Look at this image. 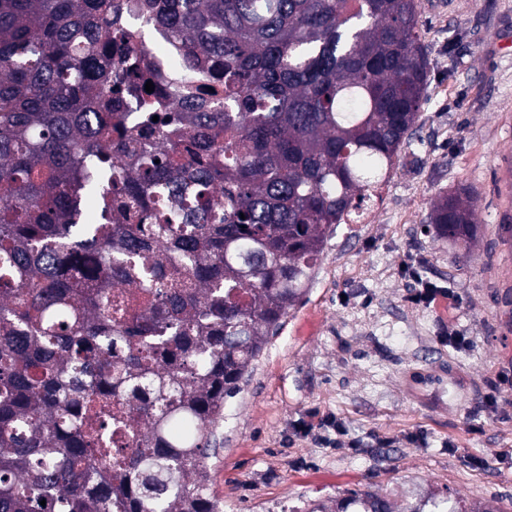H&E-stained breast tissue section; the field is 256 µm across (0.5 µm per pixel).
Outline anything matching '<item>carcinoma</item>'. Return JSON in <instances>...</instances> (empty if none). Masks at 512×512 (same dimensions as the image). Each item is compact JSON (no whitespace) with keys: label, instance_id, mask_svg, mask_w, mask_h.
<instances>
[{"label":"carcinoma","instance_id":"1","mask_svg":"<svg viewBox=\"0 0 512 512\" xmlns=\"http://www.w3.org/2000/svg\"><path fill=\"white\" fill-rule=\"evenodd\" d=\"M136 7L182 43L178 84L145 91L125 0H0V512H222L224 400L426 101L420 0ZM472 202L439 196L434 236L474 241ZM393 509L353 491L288 512Z\"/></svg>","mask_w":512,"mask_h":512}]
</instances>
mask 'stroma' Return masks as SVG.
<instances>
[{
	"label": "stroma",
	"instance_id": "35a3bbf8",
	"mask_svg": "<svg viewBox=\"0 0 512 512\" xmlns=\"http://www.w3.org/2000/svg\"><path fill=\"white\" fill-rule=\"evenodd\" d=\"M420 20L431 72L400 165L224 402L206 459L224 512L351 489L512 512V389L490 388L512 370V0H422ZM461 186L479 226L467 245L426 230L431 201ZM426 282L456 308L410 302ZM325 420L340 447L319 440Z\"/></svg>",
	"mask_w": 512,
	"mask_h": 512
}]
</instances>
